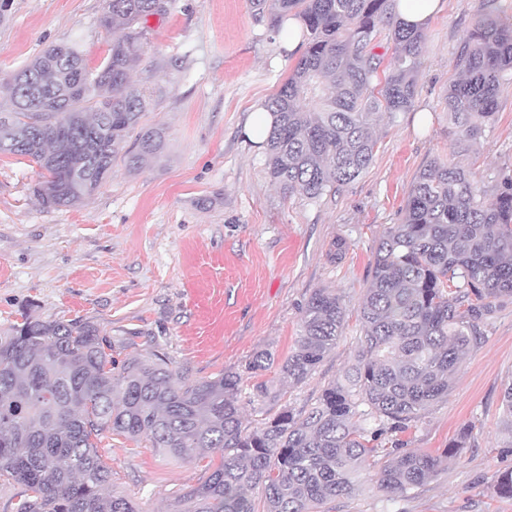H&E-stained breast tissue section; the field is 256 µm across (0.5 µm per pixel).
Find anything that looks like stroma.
Masks as SVG:
<instances>
[{
  "label": "stroma",
  "mask_w": 512,
  "mask_h": 512,
  "mask_svg": "<svg viewBox=\"0 0 512 512\" xmlns=\"http://www.w3.org/2000/svg\"><path fill=\"white\" fill-rule=\"evenodd\" d=\"M103 0H6L0 8V80L47 46L80 39L89 64L112 35L99 23ZM512 17V0H444L427 24L414 103L382 116L371 167L332 199L311 202L273 183L265 150L247 127L291 73L300 54L251 0H173L149 17L132 83L152 94L143 124L163 128L166 146L136 172L115 164L112 178L74 208L42 206L29 187L27 160L0 158V332L28 304L44 319L93 320L111 337L116 362L154 352L192 380L243 375V393L274 376L246 364L260 350L283 360L314 289L341 294L350 316L317 371L287 386L299 410L351 365L361 333L356 315L371 281L378 236L398 223L410 187L434 158L459 161L494 179L512 176V83L469 150L455 153L444 94L459 80L456 52L474 17ZM347 243L342 261L326 254ZM512 381V299L499 302L484 338L462 358L447 398L400 439L448 453L447 464L408 494L364 480L322 512H512L493 474L512 469V429L501 394ZM464 448L451 450L462 429ZM99 451L113 490L142 512H168L213 469L176 460L147 439L109 434Z\"/></svg>",
  "instance_id": "35a3bbf8"
}]
</instances>
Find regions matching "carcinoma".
Segmentation results:
<instances>
[{
	"instance_id": "carcinoma-1",
	"label": "carcinoma",
	"mask_w": 512,
	"mask_h": 512,
	"mask_svg": "<svg viewBox=\"0 0 512 512\" xmlns=\"http://www.w3.org/2000/svg\"><path fill=\"white\" fill-rule=\"evenodd\" d=\"M112 30L92 66L79 41L52 45L0 83V155L38 168L33 195L48 208L75 207L112 177L158 156L162 132L139 126L150 96L130 83L157 0H103ZM282 30L303 22L305 51L266 109L268 174L288 194L334 198L371 166L379 114L413 104L425 29L398 21L397 0H254ZM394 44L384 64L375 52ZM462 79L445 96L448 134L469 142L495 117L512 80V22L477 14L457 56ZM512 298V178L485 177L432 159L408 194L400 223L380 235L372 280L358 315L356 362L300 413L283 405L243 425L241 374L189 382L158 355L116 365L112 340L88 319L42 320L29 310L0 335V482L22 488L15 512H139L108 491L112 470L99 452L105 434L144 437L177 459L221 455L202 484L170 512H318L361 478L406 494L447 463L386 437L404 432L448 396L465 350L480 340L495 302ZM349 310L333 288L302 308L280 377L257 387L276 404L283 380L316 372L342 335Z\"/></svg>"
}]
</instances>
